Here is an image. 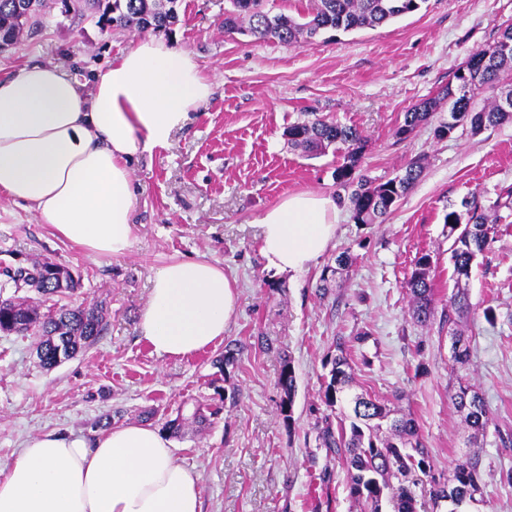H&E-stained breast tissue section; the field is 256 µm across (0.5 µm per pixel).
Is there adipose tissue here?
I'll return each mask as SVG.
<instances>
[{
	"mask_svg": "<svg viewBox=\"0 0 512 512\" xmlns=\"http://www.w3.org/2000/svg\"><path fill=\"white\" fill-rule=\"evenodd\" d=\"M214 78L190 50L146 35L82 81L31 64L0 79V194L34 211L59 239L92 254L133 247V163L166 147L208 102ZM332 197L292 193L264 209L258 249L268 268L309 269L336 237ZM234 279L205 257L160 267L138 332L161 358L192 357L224 338ZM0 512H203L199 477L159 430L128 423L92 440L30 437L0 469Z\"/></svg>",
	"mask_w": 512,
	"mask_h": 512,
	"instance_id": "obj_1",
	"label": "adipose tissue"
}]
</instances>
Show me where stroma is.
Segmentation results:
<instances>
[{"mask_svg": "<svg viewBox=\"0 0 512 512\" xmlns=\"http://www.w3.org/2000/svg\"><path fill=\"white\" fill-rule=\"evenodd\" d=\"M229 0H179L167 41L194 51L215 77L211 99L174 132L166 148L134 164V245L119 258L89 254L54 238L32 210L0 197V270L47 258L80 281L64 304H108L111 327L85 353L52 370L36 358V340L0 333V468L31 436L57 431L84 438L93 422L138 421L153 409L165 429L177 413L220 400L224 410L202 431L171 435L176 455L199 477L203 512H356L346 470L318 445L315 424L323 362L345 337L354 395L369 393L412 416L433 460V477L447 482L457 459L476 453L482 495L467 512H512V217L469 280L465 328L470 357L452 358L448 298L454 286L444 216L478 195L492 206L512 186V123L479 134L457 130L439 138L448 119L440 105L430 124L396 135L407 110L437 97L469 55L512 24V0H425L412 15L376 28L325 31L314 44L288 47L226 35ZM138 32L102 28L93 20L52 24L0 50V77L37 61L57 64L79 80L105 70ZM325 118L362 130L358 172L383 182L417 157L425 169L380 224H358L339 199L336 238L301 274L266 269L256 244V218L288 194L337 197L334 151L309 156L293 148L289 126ZM348 254L347 267L336 265ZM433 260L435 311L428 326L413 322L406 280L421 254ZM219 262L239 290L224 333L245 349L226 370L212 361L223 344L186 359H162L138 334V319L155 270L174 258ZM335 274L327 293L317 284ZM493 308L488 324L484 308ZM365 342H356L359 332ZM268 340V348L256 344ZM296 377L293 426L278 410L284 362ZM466 379L483 398L491 424L479 448H469L451 394Z\"/></svg>", "mask_w": 512, "mask_h": 512, "instance_id": "1", "label": "stroma"}]
</instances>
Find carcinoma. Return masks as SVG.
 I'll list each match as a JSON object with an SVG mask.
<instances>
[{"label":"carcinoma","mask_w":512,"mask_h":512,"mask_svg":"<svg viewBox=\"0 0 512 512\" xmlns=\"http://www.w3.org/2000/svg\"><path fill=\"white\" fill-rule=\"evenodd\" d=\"M179 0H55L66 18L89 12L122 31H169L178 21ZM425 0H311L307 12L296 17L273 14L263 7V0H230L224 11V32L250 35L257 40H274L287 46L310 45L323 30L378 27L411 14ZM50 17L45 0H0V45L17 44L24 34L44 25ZM512 26L505 27L498 38L474 52L454 73L456 85H448L440 96L422 102L404 113L396 135L406 137L426 123L444 100L448 101V122L437 128L440 137L451 136L467 126L477 134L488 127L512 122ZM291 145L309 154H321L334 146L344 150L343 163L335 169L336 184L348 192L352 218L357 224H381L399 200L411 189L424 170L417 159L402 174L385 182L355 177L364 141L363 132L354 126L317 118L288 127ZM466 212L449 211L445 216L448 238L452 239L450 260L453 264L456 291L448 299V324L470 313L467 289L463 282L471 274L475 259L484 254L496 234L500 216L497 211H512V188L500 195L489 213L472 198L463 202ZM432 258L421 254L406 281L412 300V319L431 323L434 316V288L430 278ZM0 283V332L36 337L40 365L49 370L77 356L92 346L109 329V313L104 304L65 306L41 311L42 303L54 296L72 293L80 286L70 270L47 259L30 262L26 267L4 272ZM39 295L35 302L19 295L22 289ZM345 340L336 338L337 354L325 362L330 367L322 384L321 400L330 410L343 399L352 382L350 365L344 356ZM279 383L283 396L279 412L292 425L296 377L293 366L284 362ZM451 399L464 414L467 442L474 446L490 424L482 397L466 382L458 381ZM223 412V406H198L190 417L178 415L167 422L168 428L180 433L186 423L198 427L210 424ZM390 410L379 400L358 395L353 399L348 421L335 422L324 416L317 425L320 447L345 460L349 475V496L359 512H417V500L407 485L410 475L420 473L430 479L429 498L434 504H447L448 512H460L471 503L467 493L481 483L480 460L466 455L458 459L448 482L431 479L432 459L423 444L415 420L394 419L389 425Z\"/></svg>","instance_id":"1"}]
</instances>
